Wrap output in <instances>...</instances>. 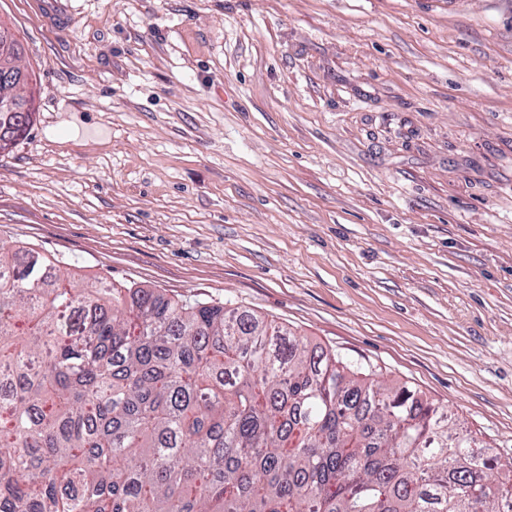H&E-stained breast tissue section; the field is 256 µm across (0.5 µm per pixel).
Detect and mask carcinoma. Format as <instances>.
I'll return each instance as SVG.
<instances>
[{
  "label": "carcinoma",
  "mask_w": 512,
  "mask_h": 512,
  "mask_svg": "<svg viewBox=\"0 0 512 512\" xmlns=\"http://www.w3.org/2000/svg\"><path fill=\"white\" fill-rule=\"evenodd\" d=\"M478 447L286 326L0 246V512H512Z\"/></svg>",
  "instance_id": "1"
}]
</instances>
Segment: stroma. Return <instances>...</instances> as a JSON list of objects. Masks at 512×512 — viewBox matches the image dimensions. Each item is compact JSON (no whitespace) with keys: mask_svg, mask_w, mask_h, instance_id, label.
I'll return each instance as SVG.
<instances>
[{"mask_svg":"<svg viewBox=\"0 0 512 512\" xmlns=\"http://www.w3.org/2000/svg\"><path fill=\"white\" fill-rule=\"evenodd\" d=\"M38 0L0 244L254 312L512 458V0ZM44 17L54 24L64 25L71 17V0H43L41 3Z\"/></svg>","mask_w":512,"mask_h":512,"instance_id":"stroma-1","label":"stroma"}]
</instances>
